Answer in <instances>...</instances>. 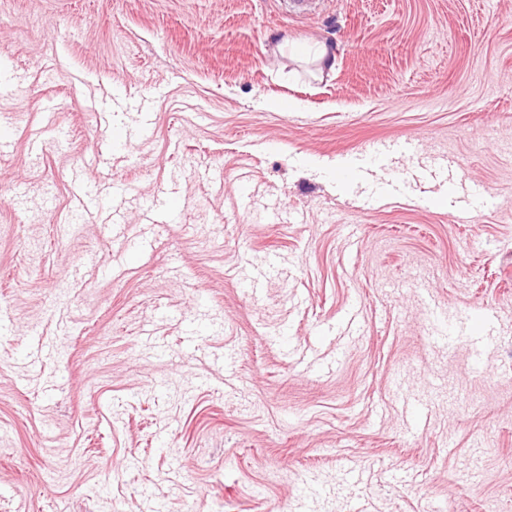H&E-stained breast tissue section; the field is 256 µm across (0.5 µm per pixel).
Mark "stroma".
<instances>
[{"label":"stroma","instance_id":"35a3bbf8","mask_svg":"<svg viewBox=\"0 0 512 512\" xmlns=\"http://www.w3.org/2000/svg\"><path fill=\"white\" fill-rule=\"evenodd\" d=\"M0 52V512H512V0H0Z\"/></svg>","mask_w":512,"mask_h":512}]
</instances>
